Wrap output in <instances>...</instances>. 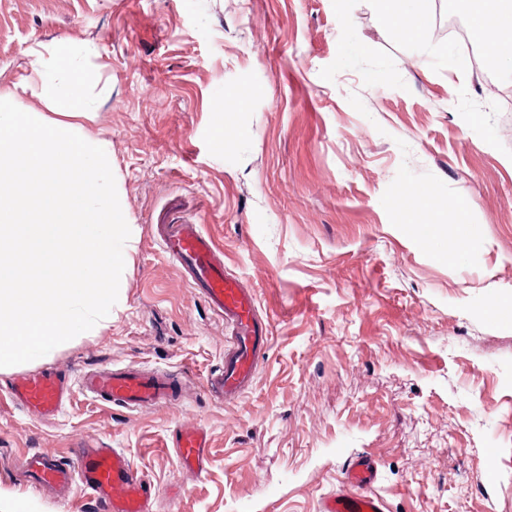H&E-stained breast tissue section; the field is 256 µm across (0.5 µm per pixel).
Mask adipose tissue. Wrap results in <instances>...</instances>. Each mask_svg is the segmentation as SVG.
<instances>
[{"instance_id": "ef3b65f1", "label": "adipose tissue", "mask_w": 512, "mask_h": 512, "mask_svg": "<svg viewBox=\"0 0 512 512\" xmlns=\"http://www.w3.org/2000/svg\"><path fill=\"white\" fill-rule=\"evenodd\" d=\"M394 35L404 42L423 41L431 24L427 0H371ZM469 19L484 41L487 68L512 66V0H471Z\"/></svg>"}]
</instances>
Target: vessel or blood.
I'll list each match as a JSON object with an SVG mask.
<instances>
[{
  "label": "vessel or blood",
  "instance_id": "1",
  "mask_svg": "<svg viewBox=\"0 0 512 512\" xmlns=\"http://www.w3.org/2000/svg\"><path fill=\"white\" fill-rule=\"evenodd\" d=\"M156 236L177 270L234 332L224 367L208 376L206 389L217 402L237 400L252 386L258 362L269 348L270 322L260 316L255 294L217 262L218 248L199 225L160 224ZM82 384L100 400L125 408L165 404L176 396L174 379L146 375L133 366L83 376ZM11 396L26 411L50 419L69 402L71 380L62 372L30 374L13 385ZM174 448L181 466L205 472L209 444L202 429H180ZM25 464L32 487L81 497L98 512H150L151 485L120 449L76 448L65 460L36 451L27 454ZM376 479L373 460L355 459L343 474L341 489L322 501L320 512H384L373 490Z\"/></svg>",
  "mask_w": 512,
  "mask_h": 512
}]
</instances>
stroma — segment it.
Instances as JSON below:
<instances>
[{"label":"stroma","mask_w":512,"mask_h":512,"mask_svg":"<svg viewBox=\"0 0 512 512\" xmlns=\"http://www.w3.org/2000/svg\"><path fill=\"white\" fill-rule=\"evenodd\" d=\"M55 42L92 50L84 131L111 143L134 242L110 323L0 371V512H95L21 465L79 446L122 449L152 512H317L361 456L385 512H512V70L457 77L465 46L403 42L369 0H0V92ZM411 190L438 203L423 237ZM173 219L214 239L269 318L236 401L202 389L230 331L153 236ZM125 365L181 374L182 402L77 391L41 420L9 393ZM190 427L211 445L200 476L172 448Z\"/></svg>","instance_id":"35a3bbf8"}]
</instances>
